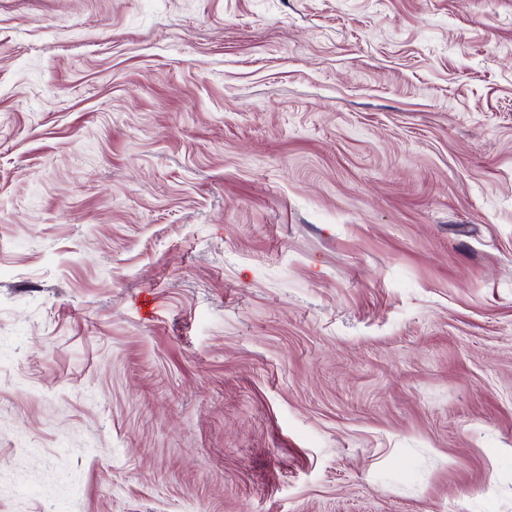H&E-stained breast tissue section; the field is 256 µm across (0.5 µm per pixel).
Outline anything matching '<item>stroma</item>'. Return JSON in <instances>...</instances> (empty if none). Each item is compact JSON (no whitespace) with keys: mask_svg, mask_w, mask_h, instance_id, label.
I'll return each mask as SVG.
<instances>
[{"mask_svg":"<svg viewBox=\"0 0 512 512\" xmlns=\"http://www.w3.org/2000/svg\"><path fill=\"white\" fill-rule=\"evenodd\" d=\"M0 512H512V0H0Z\"/></svg>","mask_w":512,"mask_h":512,"instance_id":"35a3bbf8","label":"stroma"}]
</instances>
